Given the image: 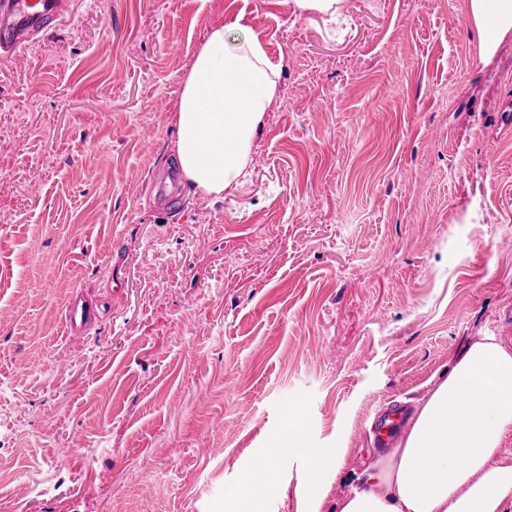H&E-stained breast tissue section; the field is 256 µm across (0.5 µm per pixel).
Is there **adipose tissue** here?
Here are the masks:
<instances>
[{
  "instance_id": "adipose-tissue-1",
  "label": "adipose tissue",
  "mask_w": 512,
  "mask_h": 512,
  "mask_svg": "<svg viewBox=\"0 0 512 512\" xmlns=\"http://www.w3.org/2000/svg\"><path fill=\"white\" fill-rule=\"evenodd\" d=\"M466 20L481 58L512 39V0H467ZM279 77L259 35L236 16L210 28L183 80L176 106L177 156L197 191L220 196L241 184L253 139ZM288 431L271 440L258 475L240 486L248 512H262L265 481L284 455L312 473L340 475L335 455L311 447L301 404L289 405ZM512 348L488 334L468 344L408 415L399 446L364 468L360 486L336 512H512Z\"/></svg>"
}]
</instances>
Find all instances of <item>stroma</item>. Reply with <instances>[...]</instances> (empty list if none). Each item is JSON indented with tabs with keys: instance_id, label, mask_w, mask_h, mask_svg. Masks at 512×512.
I'll use <instances>...</instances> for the list:
<instances>
[{
	"instance_id": "stroma-1",
	"label": "stroma",
	"mask_w": 512,
	"mask_h": 512,
	"mask_svg": "<svg viewBox=\"0 0 512 512\" xmlns=\"http://www.w3.org/2000/svg\"><path fill=\"white\" fill-rule=\"evenodd\" d=\"M465 3L343 0L335 35L293 0H74L0 59V512H242L292 403L361 472L375 410L496 330L512 45L482 60ZM231 12L277 93L246 182L169 206L182 80ZM303 485L350 488L286 455L265 512H314Z\"/></svg>"
}]
</instances>
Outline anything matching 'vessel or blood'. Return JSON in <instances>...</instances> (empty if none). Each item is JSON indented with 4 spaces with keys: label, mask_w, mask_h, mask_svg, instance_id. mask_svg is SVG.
I'll return each mask as SVG.
<instances>
[{
    "label": "vessel or blood",
    "mask_w": 512,
    "mask_h": 512,
    "mask_svg": "<svg viewBox=\"0 0 512 512\" xmlns=\"http://www.w3.org/2000/svg\"><path fill=\"white\" fill-rule=\"evenodd\" d=\"M62 19L63 0H0V53L6 55L26 45ZM400 422L397 408L375 411L372 427L380 450L396 447Z\"/></svg>",
    "instance_id": "1"
}]
</instances>
